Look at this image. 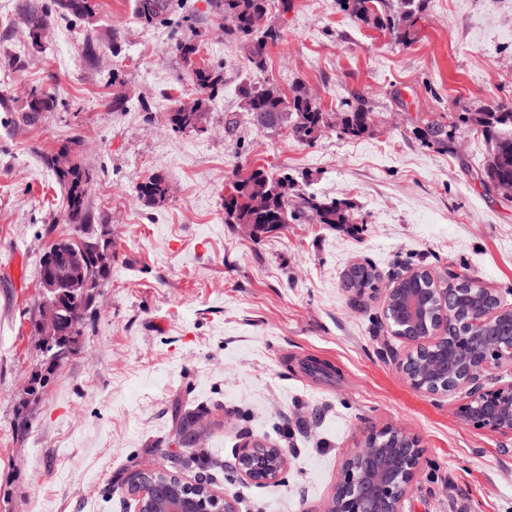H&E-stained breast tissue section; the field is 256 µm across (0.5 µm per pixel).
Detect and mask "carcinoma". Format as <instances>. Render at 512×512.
Instances as JSON below:
<instances>
[{"instance_id":"obj_1","label":"carcinoma","mask_w":512,"mask_h":512,"mask_svg":"<svg viewBox=\"0 0 512 512\" xmlns=\"http://www.w3.org/2000/svg\"><path fill=\"white\" fill-rule=\"evenodd\" d=\"M65 14L82 18L91 14L90 0H53ZM347 11L353 18L378 30L387 32L394 43L407 46L416 35L415 25L422 13L425 0H343ZM218 10L230 22L228 32L238 40L245 51L246 60L261 70L266 63L268 45L279 42L281 35L276 27L270 25L259 31L253 28L254 20L260 14L269 12V0H217ZM170 9L168 0H140L139 10L147 19L161 18ZM26 20L31 39V47H41L40 37L47 23L48 8L27 5ZM177 51L190 70L196 97L189 103L168 113V122L174 130L199 132L203 112L208 110L210 101L218 94L222 86L220 67L201 65L196 61L200 45L193 39H181ZM242 106H249V116L258 119L254 126L271 132H285L294 140L313 144L328 128L326 111L308 94L301 83L294 85L291 95H285L273 83H249L240 87ZM57 100L46 89H30L23 108V117L28 118L37 112H52ZM346 117L345 125L339 129V135L353 139L368 132L373 112L364 96L358 94L341 103ZM471 123L481 128L482 133L491 137V149L479 170V178L486 188L498 182L512 181V131L495 133L499 126L512 127V103L498 102L479 111V116ZM82 147L80 139L71 140V146L46 158L50 170L62 186L66 196V217L74 224L75 233L53 243L40 259V279L64 277L65 268L61 262L66 256L78 262L83 268V278L76 284L60 287L61 297L48 296L42 305L56 308L58 325L51 337L41 345L46 362L53 367L62 347L60 336L80 333V325L85 311L90 309L101 296V288L112 275V251L110 241L89 232L88 186L93 173L77 164L73 156ZM295 182L288 176L271 178L262 169H253L244 174L237 173L224 192V214L227 224H252L257 235L276 231L286 224L313 219L319 224H349L352 215L349 207L337 202L327 201L314 194L294 197ZM139 196L150 206L164 203L168 198L166 179L161 175L148 178L139 186ZM375 272L372 268L359 265L352 268L346 280L349 288L362 292L372 287ZM220 411L222 407L217 406ZM213 410V411H215ZM212 410H187L179 405L171 412V433L152 447H168L171 442L181 439V448L185 454L170 460L171 469H163L155 483H169L176 477L180 468L196 466L199 473L213 481L211 470L217 461L202 453L195 446L194 432L196 424L204 417L213 415Z\"/></svg>"}]
</instances>
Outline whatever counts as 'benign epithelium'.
Returning a JSON list of instances; mask_svg holds the SVG:
<instances>
[{
    "mask_svg": "<svg viewBox=\"0 0 512 512\" xmlns=\"http://www.w3.org/2000/svg\"><path fill=\"white\" fill-rule=\"evenodd\" d=\"M424 274L432 288H402ZM401 312L385 314L387 328L409 345L398 367L416 391L445 395L466 390L459 411L468 425L512 435V382L485 385L487 375L512 369V314L505 313L494 292L473 279L441 285L428 269H411L388 288L387 305ZM424 458L421 441L401 427L370 431L347 457L342 477L323 512H400ZM284 448L263 440L245 442L234 452L233 473L256 485L277 483L287 465ZM167 512H198L199 481L181 482Z\"/></svg>",
    "mask_w": 512,
    "mask_h": 512,
    "instance_id": "benign-epithelium-1",
    "label": "benign epithelium"
}]
</instances>
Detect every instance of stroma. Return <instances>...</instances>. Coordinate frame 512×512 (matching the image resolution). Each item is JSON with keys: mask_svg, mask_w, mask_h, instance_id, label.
I'll return each mask as SVG.
<instances>
[{"mask_svg": "<svg viewBox=\"0 0 512 512\" xmlns=\"http://www.w3.org/2000/svg\"><path fill=\"white\" fill-rule=\"evenodd\" d=\"M26 0H0V512H134L117 475L138 463L169 466L153 449L174 405L224 408L204 450L231 463L247 434L287 449L282 480L258 486L215 473L213 489L239 512H322L346 456L387 426L425 450L402 512H512V437L465 425V391L416 392L398 363L407 344L383 316L393 279L427 268L470 277L512 307V201L476 173L491 144L467 118L512 102V0H427L408 46L351 17L337 0L272 4L282 32L264 70L252 68L214 0H172L166 19L139 0H93L88 18L52 12L30 49ZM192 38L224 86L198 132L169 112L195 96L172 46ZM104 45L96 59L85 41ZM128 101L112 108V77ZM294 83L327 111L363 94L374 113L355 139L325 129L304 145L256 129L239 89ZM58 107L23 118L30 88ZM236 127H229V119ZM455 126L425 140L433 120ZM79 137L94 174L90 222L111 242L112 277L85 315L80 347L44 371L32 322L39 259L73 230L43 158ZM288 172L301 188L350 203L353 223L289 224L255 239L224 221V186L236 165ZM163 175L167 202L151 208L138 187ZM372 265L375 286L346 288L345 272ZM23 272H16V265ZM323 371H313V363ZM45 372L38 400L24 387ZM28 433L18 436L17 419Z\"/></svg>", "mask_w": 512, "mask_h": 512, "instance_id": "1", "label": "stroma"}]
</instances>
